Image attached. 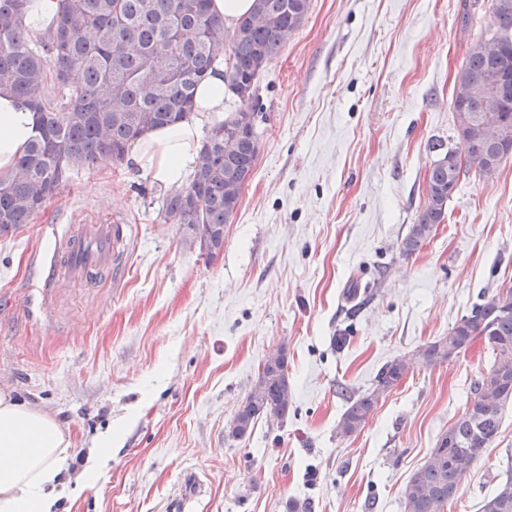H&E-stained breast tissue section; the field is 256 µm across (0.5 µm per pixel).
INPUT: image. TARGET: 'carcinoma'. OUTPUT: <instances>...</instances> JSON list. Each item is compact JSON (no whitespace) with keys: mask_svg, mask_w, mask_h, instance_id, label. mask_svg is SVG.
<instances>
[{"mask_svg":"<svg viewBox=\"0 0 512 512\" xmlns=\"http://www.w3.org/2000/svg\"><path fill=\"white\" fill-rule=\"evenodd\" d=\"M211 0H59L56 25L33 32L24 24L27 0H0V92L13 95L34 114L37 134L18 158L15 171L0 175V236L14 233L44 209L70 173L101 160L124 161L129 147L149 131L189 120L197 86L229 54L227 89L256 100L257 78L301 24L310 0H253L231 38ZM497 46L477 43L459 71L451 104L455 137L467 162L450 154L436 161L426 182L427 204L402 241L411 255L444 220L448 199L462 176L490 178L512 158V0H493ZM507 81L487 85L491 73ZM489 86L497 112L491 134L475 130L481 103L464 86ZM234 112L215 124L199 151L188 186L163 198L166 219L182 227L192 244L199 225L210 229L206 255L224 250L240 189L251 178L259 150L255 133ZM473 306L442 336L418 351L431 366L448 362V345L464 352L477 340L491 351L486 375L471 388L461 416L443 432L429 459L403 492L407 512H443L448 493L461 487L472 466L500 432L502 410L512 403V285ZM412 360L396 358L376 376L375 388L355 398L337 424V434L356 433L378 398L409 373ZM288 356L280 348L259 370L228 436L251 435L268 415L285 417L291 405ZM481 512H512V475L484 498Z\"/></svg>","mask_w":512,"mask_h":512,"instance_id":"1","label":"carcinoma"}]
</instances>
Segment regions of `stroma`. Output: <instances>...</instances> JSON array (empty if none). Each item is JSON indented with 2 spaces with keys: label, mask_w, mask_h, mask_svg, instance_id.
I'll return each instance as SVG.
<instances>
[{
  "label": "stroma",
  "mask_w": 512,
  "mask_h": 512,
  "mask_svg": "<svg viewBox=\"0 0 512 512\" xmlns=\"http://www.w3.org/2000/svg\"><path fill=\"white\" fill-rule=\"evenodd\" d=\"M491 0H311L258 77L263 118L252 179L208 259L161 210L165 186L131 163L72 172L30 224L0 237V391L55 416L81 474L117 436L103 487L62 512H406L403 490L463 412L491 354L475 343L424 365L482 296L512 283V159L466 176L444 220L401 251L444 146L451 99ZM112 217L124 228L103 276H58L57 238ZM286 348L293 406L227 435L264 358ZM413 360L354 435L336 426L379 370ZM512 468V404L444 512H479Z\"/></svg>",
  "instance_id": "obj_1"
}]
</instances>
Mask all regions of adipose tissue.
<instances>
[{
  "label": "adipose tissue",
  "mask_w": 512,
  "mask_h": 512,
  "mask_svg": "<svg viewBox=\"0 0 512 512\" xmlns=\"http://www.w3.org/2000/svg\"><path fill=\"white\" fill-rule=\"evenodd\" d=\"M195 120L149 132L134 145L130 159L166 186L181 185L201 147L197 121L224 113V66L198 86ZM35 134L33 113L7 94L0 95V174ZM72 462L70 442L57 420L42 409L0 392V512H56L59 487Z\"/></svg>",
  "instance_id": "obj_1"
}]
</instances>
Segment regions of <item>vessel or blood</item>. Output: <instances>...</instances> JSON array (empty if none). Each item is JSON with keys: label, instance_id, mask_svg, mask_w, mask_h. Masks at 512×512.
Returning a JSON list of instances; mask_svg holds the SVG:
<instances>
[{"label": "vessel or blood", "instance_id": "1", "mask_svg": "<svg viewBox=\"0 0 512 512\" xmlns=\"http://www.w3.org/2000/svg\"><path fill=\"white\" fill-rule=\"evenodd\" d=\"M122 237L121 226L112 223L79 228L63 236L58 254L70 275L80 277L111 267Z\"/></svg>", "mask_w": 512, "mask_h": 512}]
</instances>
